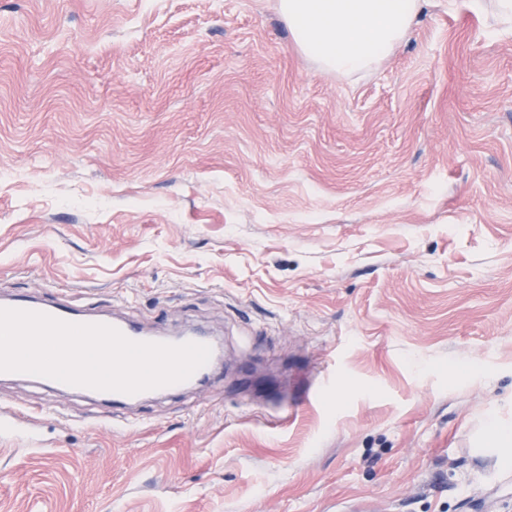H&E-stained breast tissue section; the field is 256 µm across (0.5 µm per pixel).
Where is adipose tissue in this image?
<instances>
[{"instance_id": "1", "label": "adipose tissue", "mask_w": 512, "mask_h": 512, "mask_svg": "<svg viewBox=\"0 0 512 512\" xmlns=\"http://www.w3.org/2000/svg\"><path fill=\"white\" fill-rule=\"evenodd\" d=\"M430 0H279L295 44L322 70L352 74L408 39Z\"/></svg>"}]
</instances>
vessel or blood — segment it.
<instances>
[{
    "label": "vessel or blood",
    "instance_id": "obj_1",
    "mask_svg": "<svg viewBox=\"0 0 512 512\" xmlns=\"http://www.w3.org/2000/svg\"><path fill=\"white\" fill-rule=\"evenodd\" d=\"M11 309L40 312L57 319L78 324H105L118 329L125 337L136 342L150 341L151 336L141 327L122 318L103 312L87 313L63 301H48L36 296L15 295L0 303Z\"/></svg>",
    "mask_w": 512,
    "mask_h": 512
}]
</instances>
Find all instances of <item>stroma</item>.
Wrapping results in <instances>:
<instances>
[{"label":"stroma","mask_w":512,"mask_h":512,"mask_svg":"<svg viewBox=\"0 0 512 512\" xmlns=\"http://www.w3.org/2000/svg\"><path fill=\"white\" fill-rule=\"evenodd\" d=\"M0 295L204 328L205 384L32 379L0 512H512V33L436 0L361 76L277 0H0ZM320 396L279 412L299 384Z\"/></svg>","instance_id":"35a3bbf8"}]
</instances>
